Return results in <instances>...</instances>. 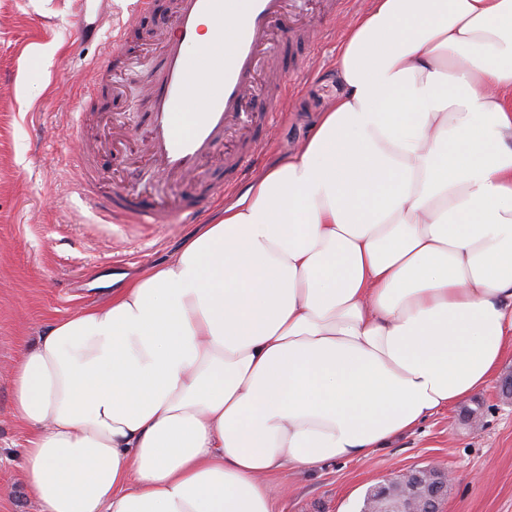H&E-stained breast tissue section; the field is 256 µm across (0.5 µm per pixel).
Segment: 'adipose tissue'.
<instances>
[{"mask_svg": "<svg viewBox=\"0 0 512 512\" xmlns=\"http://www.w3.org/2000/svg\"><path fill=\"white\" fill-rule=\"evenodd\" d=\"M345 93L169 262L11 368L38 512H272L512 346V0H372Z\"/></svg>", "mask_w": 512, "mask_h": 512, "instance_id": "obj_1", "label": "adipose tissue"}]
</instances>
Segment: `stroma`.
I'll return each mask as SVG.
<instances>
[{
	"instance_id": "stroma-1",
	"label": "stroma",
	"mask_w": 512,
	"mask_h": 512,
	"mask_svg": "<svg viewBox=\"0 0 512 512\" xmlns=\"http://www.w3.org/2000/svg\"><path fill=\"white\" fill-rule=\"evenodd\" d=\"M74 0H0V512H36L22 476L27 432L12 406L8 367L21 347L56 320L109 301L127 275L164 263L196 231L192 224H102L72 190V157L88 148L100 190H125L172 206L199 192V179L172 180L144 151L150 100L146 83L161 65L160 32L169 0H154L141 26L150 38L125 45L123 63L103 82L94 107L82 109L86 67L104 58L108 30L80 39ZM339 38H319L310 59H284L290 84L270 145L204 218L218 221L252 180L295 153L344 87ZM497 380L428 417L414 432L359 460L298 473L281 469L267 482L276 512H360L378 480L418 468L453 471L441 512H512V398L499 393L512 374L507 349ZM478 410L474 430L463 416ZM488 472L489 481H478Z\"/></svg>"
}]
</instances>
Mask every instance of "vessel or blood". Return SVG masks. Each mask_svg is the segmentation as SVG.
I'll list each match as a JSON object with an SVG mask.
<instances>
[{
    "label": "vessel or blood",
    "mask_w": 512,
    "mask_h": 512,
    "mask_svg": "<svg viewBox=\"0 0 512 512\" xmlns=\"http://www.w3.org/2000/svg\"><path fill=\"white\" fill-rule=\"evenodd\" d=\"M75 24L80 33H94L112 16V0H78ZM288 0H175L172 20L162 40L163 63L148 85L152 110L148 114L149 134L145 151L161 172L182 178L196 174L202 159L220 148L228 132L237 128L244 136L236 149L224 155V183L209 195L182 202L175 208L154 206L139 196L114 191L102 196L86 173L95 165L87 151L76 154L74 162L85 176L79 193L93 201L97 214L110 224H194L232 188L242 173L267 146L263 131L273 124L288 94L287 82L277 90L259 83L260 74H275L278 65L273 46L298 48L314 40L310 28L292 27L280 42H273L275 26L287 15ZM154 0H133L128 23L113 28L111 50L98 63L85 86L86 98H93L101 79L111 71L112 60L122 53L129 24L150 12ZM231 15V27H220L224 15ZM215 21L211 42L200 40L203 20ZM199 94L203 109L189 112L185 102ZM263 98L265 111L245 116L243 103L249 97Z\"/></svg>",
    "instance_id": "vessel-or-blood-1"
}]
</instances>
